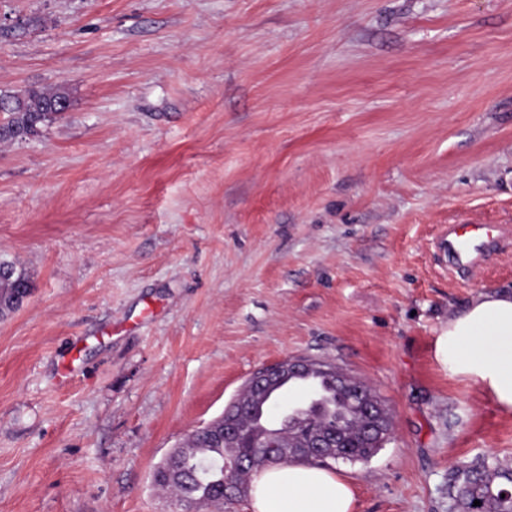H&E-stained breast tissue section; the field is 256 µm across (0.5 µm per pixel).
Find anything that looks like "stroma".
Masks as SVG:
<instances>
[{
    "label": "stroma",
    "instance_id": "obj_1",
    "mask_svg": "<svg viewBox=\"0 0 512 512\" xmlns=\"http://www.w3.org/2000/svg\"><path fill=\"white\" fill-rule=\"evenodd\" d=\"M69 112L0 145V512H181L165 456L261 367L323 360L393 421L332 469L355 512H458L512 411L436 355L512 285V0H0V91ZM508 241L460 276L436 241ZM0 269V310L1 317L7 319L19 309L25 288H32V282L25 269L13 263L0 262Z\"/></svg>",
    "mask_w": 512,
    "mask_h": 512
}]
</instances>
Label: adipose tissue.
<instances>
[{
	"label": "adipose tissue",
	"mask_w": 512,
	"mask_h": 512,
	"mask_svg": "<svg viewBox=\"0 0 512 512\" xmlns=\"http://www.w3.org/2000/svg\"><path fill=\"white\" fill-rule=\"evenodd\" d=\"M438 358L458 374L479 379L497 404L512 410V290H484L459 312L436 343ZM345 477L323 468L281 463L252 476L251 512H355Z\"/></svg>",
	"instance_id": "adipose-tissue-1"
}]
</instances>
